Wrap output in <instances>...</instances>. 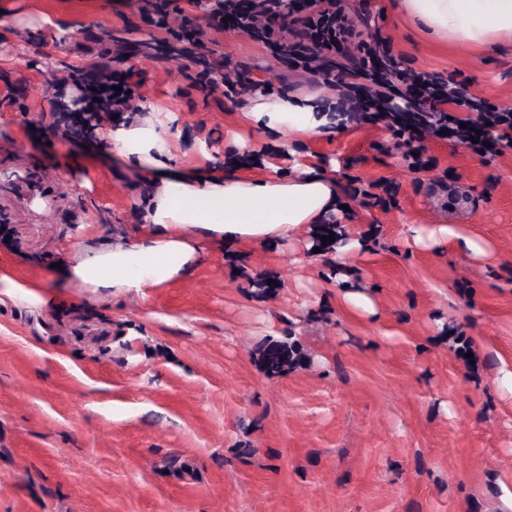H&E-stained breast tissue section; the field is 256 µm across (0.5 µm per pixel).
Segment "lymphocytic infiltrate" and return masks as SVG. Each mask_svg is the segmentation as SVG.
Here are the masks:
<instances>
[{
    "label": "lymphocytic infiltrate",
    "mask_w": 512,
    "mask_h": 512,
    "mask_svg": "<svg viewBox=\"0 0 512 512\" xmlns=\"http://www.w3.org/2000/svg\"><path fill=\"white\" fill-rule=\"evenodd\" d=\"M342 0H140L144 21L167 32L154 45L161 60L183 61V75L197 90L238 94L242 79L223 74L224 60L207 47L209 30L248 36L309 83L357 100L373 119L388 122L397 139L425 129L448 131L478 154L512 148V106L487 103L466 93L455 79L433 80L403 67L391 53L390 39L364 33ZM346 62L334 65L333 54ZM119 68L103 69L97 80L82 71L50 82L54 92L72 85L74 95L50 124L53 136L91 138L96 130L128 110L135 98V71L127 53H118ZM405 109H397L395 100Z\"/></svg>",
    "instance_id": "1"
}]
</instances>
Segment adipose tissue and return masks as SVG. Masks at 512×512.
Masks as SVG:
<instances>
[{
    "label": "adipose tissue",
    "instance_id": "obj_1",
    "mask_svg": "<svg viewBox=\"0 0 512 512\" xmlns=\"http://www.w3.org/2000/svg\"><path fill=\"white\" fill-rule=\"evenodd\" d=\"M401 8L443 42L485 47L512 40V0H401ZM243 119L255 130L303 139L335 131L343 117L336 102L302 92L257 94ZM177 123L175 113L152 105L147 115L105 133L110 154L148 170L153 181L143 195L136 242L85 250L65 270L78 287L123 292L158 286L188 276L206 245L285 241L301 226L339 213L335 181L313 163L302 177L177 173L169 135Z\"/></svg>",
    "mask_w": 512,
    "mask_h": 512
}]
</instances>
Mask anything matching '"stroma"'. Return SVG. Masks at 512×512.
I'll return each mask as SVG.
<instances>
[{
	"instance_id": "obj_1",
	"label": "stroma",
	"mask_w": 512,
	"mask_h": 512,
	"mask_svg": "<svg viewBox=\"0 0 512 512\" xmlns=\"http://www.w3.org/2000/svg\"><path fill=\"white\" fill-rule=\"evenodd\" d=\"M347 2L405 67L512 105L511 43L444 45L398 0ZM160 36L125 0H0V264L46 300L0 294V512H512V149L427 133L416 146L437 165L415 171L365 112L240 149L243 97L192 87L155 59ZM120 41L143 45L136 103L179 116L176 167L258 154L298 176L304 156L344 212L285 243L208 247L187 277L137 292L70 282L86 247L136 238L149 175L31 126L53 120V76L96 72ZM211 48L252 92L309 88L249 37ZM380 178L391 207L360 206ZM341 223L362 244L345 262L327 240ZM412 224L461 225L491 254L416 247Z\"/></svg>"
}]
</instances>
